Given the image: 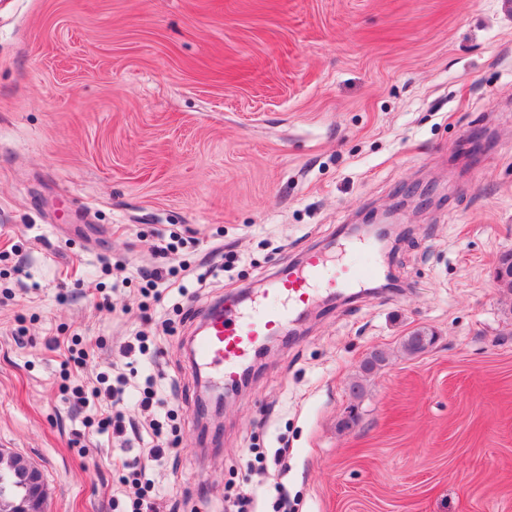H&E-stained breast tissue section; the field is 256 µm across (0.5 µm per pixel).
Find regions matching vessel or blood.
Masks as SVG:
<instances>
[{
    "mask_svg": "<svg viewBox=\"0 0 512 512\" xmlns=\"http://www.w3.org/2000/svg\"><path fill=\"white\" fill-rule=\"evenodd\" d=\"M372 275V270L349 267L329 272L322 254L309 252L301 266L289 269L275 280L272 288L266 289L263 302L233 318L210 313L202 336L195 341V358L200 365L213 368L226 384H233L241 365L263 338L279 333L289 316L310 301L316 288L327 284L352 288Z\"/></svg>",
    "mask_w": 512,
    "mask_h": 512,
    "instance_id": "vessel-or-blood-1",
    "label": "vessel or blood"
}]
</instances>
